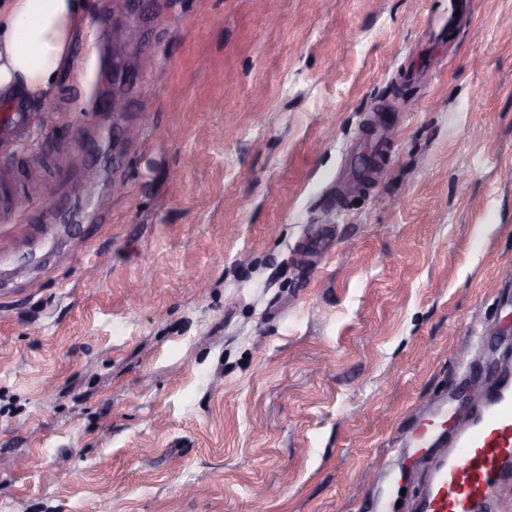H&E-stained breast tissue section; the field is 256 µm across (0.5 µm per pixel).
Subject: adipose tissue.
<instances>
[{
    "label": "adipose tissue",
    "instance_id": "1",
    "mask_svg": "<svg viewBox=\"0 0 512 512\" xmlns=\"http://www.w3.org/2000/svg\"><path fill=\"white\" fill-rule=\"evenodd\" d=\"M82 23L78 0H0V89L45 99Z\"/></svg>",
    "mask_w": 512,
    "mask_h": 512
}]
</instances>
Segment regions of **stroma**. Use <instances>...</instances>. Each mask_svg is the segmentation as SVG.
<instances>
[{
  "instance_id": "1",
  "label": "stroma",
  "mask_w": 512,
  "mask_h": 512,
  "mask_svg": "<svg viewBox=\"0 0 512 512\" xmlns=\"http://www.w3.org/2000/svg\"><path fill=\"white\" fill-rule=\"evenodd\" d=\"M100 2L0 149V512H368L512 347V0Z\"/></svg>"
}]
</instances>
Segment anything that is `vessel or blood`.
<instances>
[{
    "label": "vessel or blood",
    "instance_id": "1",
    "mask_svg": "<svg viewBox=\"0 0 512 512\" xmlns=\"http://www.w3.org/2000/svg\"><path fill=\"white\" fill-rule=\"evenodd\" d=\"M35 123L22 101L0 114V133ZM448 405L432 404L404 433L397 456L429 460L423 490L413 512H491L490 489L512 493V354L492 369L483 397L451 429L441 417Z\"/></svg>",
    "mask_w": 512,
    "mask_h": 512
}]
</instances>
